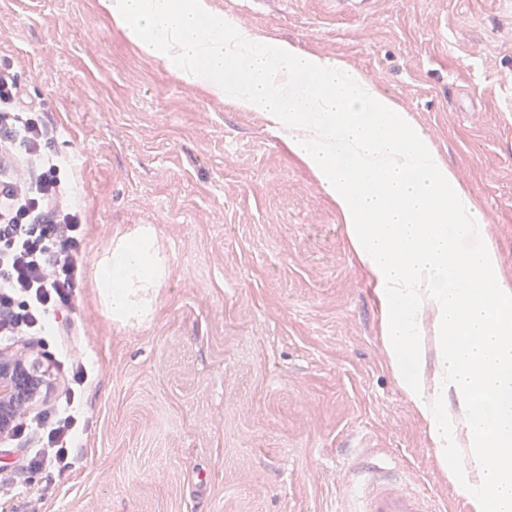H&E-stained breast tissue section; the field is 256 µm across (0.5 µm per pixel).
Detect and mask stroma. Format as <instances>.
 Here are the masks:
<instances>
[{"mask_svg": "<svg viewBox=\"0 0 512 512\" xmlns=\"http://www.w3.org/2000/svg\"><path fill=\"white\" fill-rule=\"evenodd\" d=\"M270 39L340 60L395 99L486 218L512 277V8L502 0H212ZM0 66L57 130L84 225L58 391L88 365L68 471L29 477L35 422L0 443V512H341L355 453L468 512L398 386L380 312L328 195L255 112L139 55L97 0H0ZM154 226L171 272L112 321L101 251Z\"/></svg>", "mask_w": 512, "mask_h": 512, "instance_id": "1", "label": "stroma"}]
</instances>
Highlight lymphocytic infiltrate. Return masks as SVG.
<instances>
[{"instance_id": "f902f5d3", "label": "lymphocytic infiltrate", "mask_w": 512, "mask_h": 512, "mask_svg": "<svg viewBox=\"0 0 512 512\" xmlns=\"http://www.w3.org/2000/svg\"><path fill=\"white\" fill-rule=\"evenodd\" d=\"M53 143V127L24 105L14 76L0 72V333L8 336L47 329L78 286L71 248L83 216L62 184L67 163L53 153ZM79 414L70 392L40 420L52 458L31 449V473L71 467Z\"/></svg>"}]
</instances>
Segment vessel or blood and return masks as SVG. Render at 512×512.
<instances>
[{
  "instance_id": "b4317fda",
  "label": "vessel or blood",
  "mask_w": 512,
  "mask_h": 512,
  "mask_svg": "<svg viewBox=\"0 0 512 512\" xmlns=\"http://www.w3.org/2000/svg\"><path fill=\"white\" fill-rule=\"evenodd\" d=\"M354 472L349 512H433L427 495L415 487L412 476L401 475L393 459L361 458Z\"/></svg>"
}]
</instances>
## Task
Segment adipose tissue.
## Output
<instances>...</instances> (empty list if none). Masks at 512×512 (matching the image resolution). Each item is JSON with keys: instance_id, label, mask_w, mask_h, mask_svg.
I'll return each instance as SVG.
<instances>
[{"instance_id": "adipose-tissue-1", "label": "adipose tissue", "mask_w": 512, "mask_h": 512, "mask_svg": "<svg viewBox=\"0 0 512 512\" xmlns=\"http://www.w3.org/2000/svg\"><path fill=\"white\" fill-rule=\"evenodd\" d=\"M142 56L269 119L332 199L371 277L399 386L469 512H512V280L474 197L407 112L361 71L272 41L211 0H98ZM168 263L153 226L91 278L113 321L146 315Z\"/></svg>"}]
</instances>
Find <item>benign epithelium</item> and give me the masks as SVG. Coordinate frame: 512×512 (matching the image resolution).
Masks as SVG:
<instances>
[{
    "label": "benign epithelium",
    "mask_w": 512,
    "mask_h": 512,
    "mask_svg": "<svg viewBox=\"0 0 512 512\" xmlns=\"http://www.w3.org/2000/svg\"><path fill=\"white\" fill-rule=\"evenodd\" d=\"M54 386L43 354L29 348H0V441L12 437L19 418Z\"/></svg>",
    "instance_id": "obj_1"
}]
</instances>
